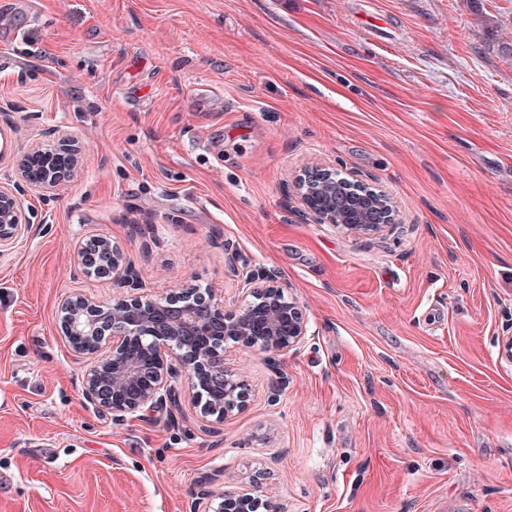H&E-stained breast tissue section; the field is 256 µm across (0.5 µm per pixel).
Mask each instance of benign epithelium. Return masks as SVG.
Masks as SVG:
<instances>
[{
	"mask_svg": "<svg viewBox=\"0 0 512 512\" xmlns=\"http://www.w3.org/2000/svg\"><path fill=\"white\" fill-rule=\"evenodd\" d=\"M81 153L66 134L36 145L16 162L12 187L0 188V246L16 242L33 223L21 196L30 190L51 191L64 176L56 161L74 170ZM292 192L316 224L350 232L378 234L398 224L394 198L366 188L357 178H340L336 167L316 163L292 183ZM80 273L112 280L116 294L101 302L81 291L59 301L62 332L74 353L88 359L82 396L123 422L144 409H160L171 418L181 413L188 387L202 418L217 423L244 411L248 381L226 363L228 350L246 347L270 360L298 348L308 336V320L274 270L246 272L241 294L227 298L213 288L186 285L166 296L144 292L138 273L106 237L79 242ZM288 512L276 499L251 492L216 494L201 483L190 512Z\"/></svg>",
	"mask_w": 512,
	"mask_h": 512,
	"instance_id": "benign-epithelium-1",
	"label": "benign epithelium"
}]
</instances>
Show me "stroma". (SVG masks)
I'll return each mask as SVG.
<instances>
[{"mask_svg": "<svg viewBox=\"0 0 512 512\" xmlns=\"http://www.w3.org/2000/svg\"><path fill=\"white\" fill-rule=\"evenodd\" d=\"M0 187L72 135L68 181L25 197L48 231L0 248V512H189L202 478L257 477L288 512H512V0H0ZM387 28L365 33L359 17ZM387 190L380 234L317 224L316 162ZM109 238L150 294L237 292L233 243L308 319L247 408L208 427L114 424L84 402L61 295Z\"/></svg>", "mask_w": 512, "mask_h": 512, "instance_id": "stroma-1", "label": "stroma"}]
</instances>
